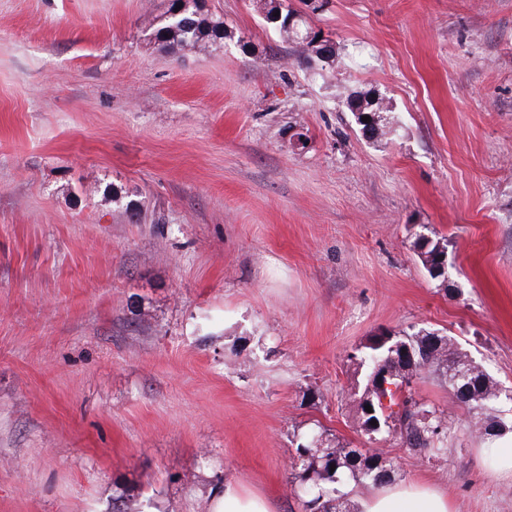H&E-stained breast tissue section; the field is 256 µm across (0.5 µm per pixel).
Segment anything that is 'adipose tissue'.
<instances>
[{
	"label": "adipose tissue",
	"instance_id": "obj_1",
	"mask_svg": "<svg viewBox=\"0 0 512 512\" xmlns=\"http://www.w3.org/2000/svg\"><path fill=\"white\" fill-rule=\"evenodd\" d=\"M360 512H451L448 496L430 486L415 483H385L359 500ZM210 512H272L270 501L234 486L214 492Z\"/></svg>",
	"mask_w": 512,
	"mask_h": 512
}]
</instances>
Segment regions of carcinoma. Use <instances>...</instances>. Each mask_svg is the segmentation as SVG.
Returning a JSON list of instances; mask_svg holds the SVG:
<instances>
[{"label": "carcinoma", "instance_id": "1", "mask_svg": "<svg viewBox=\"0 0 512 512\" xmlns=\"http://www.w3.org/2000/svg\"><path fill=\"white\" fill-rule=\"evenodd\" d=\"M264 19L278 31L282 40L305 48L315 43L316 36H309L288 25L294 12L286 0H264ZM279 16H274V13ZM162 47L173 49L199 43L216 44L224 39V21L202 14L196 6H189L182 14H169L164 26L156 31ZM350 111L371 113L376 122L385 121L383 113L391 111L389 102L383 98H368L356 94L349 97ZM430 331L418 330L407 334L399 341L414 352L417 364L404 370L395 360L390 345L371 343L366 346L360 361L367 371L366 397L360 404L361 428L365 434L379 431L382 425L392 421L398 426L403 444L418 455L448 447L450 433L442 426L443 420L437 410L428 406L412 392V384L425 374H437L448 383L455 400L474 413L472 427L481 436L501 435L502 425L491 417L493 404L499 398V389L483 371L479 370L447 336L439 337L441 346L437 352L427 350L426 339ZM465 377L474 383V389L461 390ZM371 411H365V407ZM377 424H371V421ZM321 436H312L296 448L297 462L293 480L305 506L311 512H330L331 502L338 500L336 484L351 478L358 483L378 486L389 476H377L383 463L364 457L361 448H320ZM335 470H330V465Z\"/></svg>", "mask_w": 512, "mask_h": 512}]
</instances>
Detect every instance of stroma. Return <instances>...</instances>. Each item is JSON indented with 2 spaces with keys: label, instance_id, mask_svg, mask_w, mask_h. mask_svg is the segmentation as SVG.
<instances>
[{
  "label": "stroma",
  "instance_id": "1",
  "mask_svg": "<svg viewBox=\"0 0 512 512\" xmlns=\"http://www.w3.org/2000/svg\"><path fill=\"white\" fill-rule=\"evenodd\" d=\"M290 2L334 63L260 0H205L222 44L173 52L171 0H0V512H208L227 483L305 512L299 439L372 444L382 330L451 337L512 426V0ZM413 390L452 438L383 434L391 482L512 512L447 383ZM286 2V0H265L263 4L264 19L267 24L272 25L278 31L284 42L295 44V47H301L304 51L305 47L315 43L316 35L307 36V30L303 33V30L300 29L299 33L294 25H288V19L294 15V12L290 4ZM276 12H279V17H274ZM348 108L351 112H358L357 119L359 121V117L362 113H371L376 117V122L378 127H376V131L380 130L382 125L384 127V122L386 118L382 115L384 112H391V107L389 102L384 98H368L365 95H352L347 100Z\"/></svg>",
  "mask_w": 512,
  "mask_h": 512
}]
</instances>
